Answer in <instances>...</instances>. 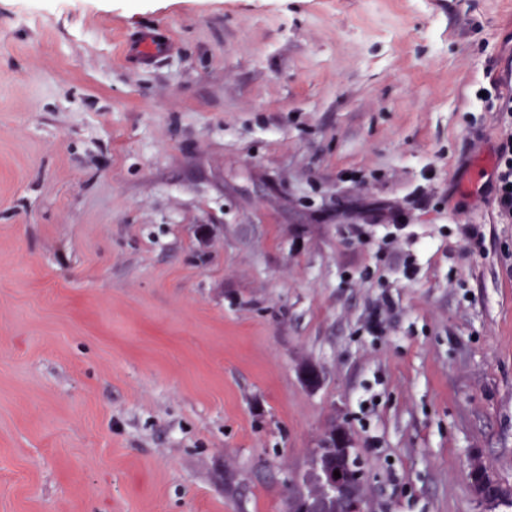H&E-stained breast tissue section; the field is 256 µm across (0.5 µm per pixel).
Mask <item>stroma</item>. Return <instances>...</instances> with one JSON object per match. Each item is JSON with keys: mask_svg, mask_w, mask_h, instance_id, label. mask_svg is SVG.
<instances>
[{"mask_svg": "<svg viewBox=\"0 0 512 512\" xmlns=\"http://www.w3.org/2000/svg\"><path fill=\"white\" fill-rule=\"evenodd\" d=\"M494 79L512 0H0V512H288L333 427L365 512L512 488ZM470 476L472 478L471 481H475V483L478 485L473 486L475 495L479 501V503L483 507V511L487 512H496L497 509L502 506L501 505V499L496 498L493 496H488L485 493L482 492L481 487L489 478V475L482 463V461L479 458H474L471 462L470 466Z\"/></svg>", "mask_w": 512, "mask_h": 512, "instance_id": "35a3bbf8", "label": "stroma"}]
</instances>
